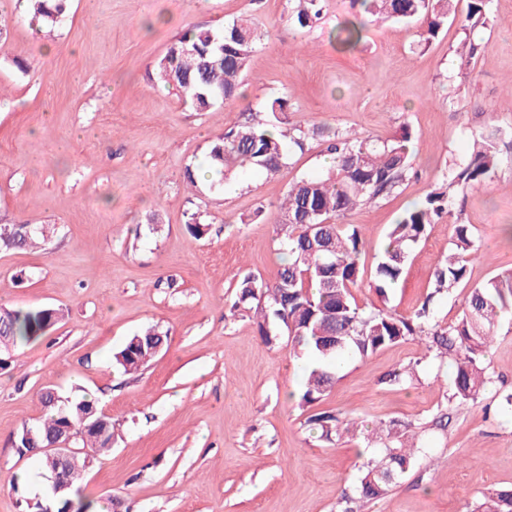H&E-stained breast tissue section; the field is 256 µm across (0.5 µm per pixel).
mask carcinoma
<instances>
[{
  "label": "carcinoma",
  "mask_w": 512,
  "mask_h": 512,
  "mask_svg": "<svg viewBox=\"0 0 512 512\" xmlns=\"http://www.w3.org/2000/svg\"><path fill=\"white\" fill-rule=\"evenodd\" d=\"M455 0H352L372 16L398 22L421 18L426 23L425 43L432 42L455 13ZM326 0H298L294 18L303 28L321 18ZM66 0H30L31 21L48 28L60 25ZM494 23L486 0H469L461 20L462 39L456 50L455 71L460 79L469 76L471 65L482 50L479 30ZM365 25L350 20L336 24L334 38L344 48L363 40ZM251 23L236 20L221 31L191 27L180 35L154 65L156 79L174 87L181 98L199 112L241 97V81L257 46ZM290 99H269L264 110L249 112L244 122L211 140L207 147L206 187L224 183L235 169H254L273 176L285 166L290 152L304 150L314 137H327L330 167L326 174L301 177L288 185L280 204L279 234L286 251L274 281L248 273L237 284L235 311L253 313L261 340L279 342L288 333L294 357L311 361L303 385L301 402L312 405L335 384V366L350 355L367 357L383 348L417 338L428 357L439 365H450L452 376L446 403L435 413L403 424L390 420L378 427L383 447L366 459L352 492H342L340 512H360L361 504L385 497L398 480L416 464L418 443L404 442L408 433L422 439L429 430H445L448 409L474 404L493 389L485 353L492 346L503 317L512 314V270L496 275L469 289L458 319L443 323L437 307L465 283L468 263L478 256L479 246L467 224L452 225V247L433 272V288L420 308L409 317L392 310L365 311L357 302L355 289L363 279V240L353 224H340L353 209L376 202L394 192L412 165V133L406 126L387 140L360 137L342 131L307 130L288 121ZM501 154L498 132L473 140L466 161L454 165L447 189L435 188L425 202L406 211L388 234L389 243L378 257L375 290L401 280L409 257L423 241L428 225L449 210L458 195L492 177ZM187 229L200 237L206 231L204 211L187 215ZM49 226L0 217V249L33 247L46 238ZM57 312L0 308V354L9 353L22 342L42 336L55 322ZM167 334L151 326L129 337L113 355V364L125 374L134 373L156 358V348L165 345ZM420 363L395 369L379 378L387 386H403L419 377ZM42 400L47 412L30 426L33 437L19 433L14 446L19 456H38L52 486L65 488L64 497L53 499L56 512H70L73 498L81 495V483L93 460L112 448V418L102 414L89 395L62 398L46 391ZM307 426L326 442L339 441L350 423L333 412H320L306 419ZM68 428L76 435L66 458L46 453L43 448ZM470 512H512V488L490 489Z\"/></svg>",
  "instance_id": "cac0c4a2"
}]
</instances>
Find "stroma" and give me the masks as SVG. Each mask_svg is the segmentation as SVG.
<instances>
[{
  "mask_svg": "<svg viewBox=\"0 0 512 512\" xmlns=\"http://www.w3.org/2000/svg\"><path fill=\"white\" fill-rule=\"evenodd\" d=\"M469 0L430 44L425 25L370 22L349 52L329 39L353 17L350 0H328L322 20L299 28L294 0H69L62 26L37 31L25 9L0 5L8 25L0 47V214L52 224L40 247L0 250V306L51 308L44 336L15 347L0 369V512H21L13 478L44 477L12 442L40 419L51 389L91 394L115 421L112 449L93 461L84 494L108 512H336L364 458L380 447L375 425L430 415L446 397L445 375L409 339L351 358L314 409L301 407L306 360L287 338L262 343L247 315H230L235 285L252 273L274 280L284 257L277 221L293 180L322 174L326 142L291 154L277 175L239 169L208 192L205 237L186 214L196 197L186 165L204 168L209 141L290 97V123L354 130L378 139L402 126L414 134L413 164L401 186L348 213L360 227L362 263L372 269L391 224L446 182L480 133L512 138V0H491L496 17L467 80L449 78ZM260 41L242 100L198 112L152 71L187 28L222 30L237 18ZM482 257L468 283L438 308L452 321L469 287L512 268V152L490 179L457 198ZM158 213L160 223L147 221ZM451 217L429 225L388 305L408 316L433 286L452 243ZM155 325L165 349L144 369L121 374L112 357L129 336ZM422 362L419 381L379 384L383 374ZM489 373L512 390V320L487 354ZM499 396L450 412L446 430L426 435L415 467L363 512H464L483 491L512 486V424ZM333 411L365 425L335 444L305 421Z\"/></svg>",
  "mask_w": 512,
  "mask_h": 512,
  "instance_id": "1",
  "label": "stroma"
}]
</instances>
